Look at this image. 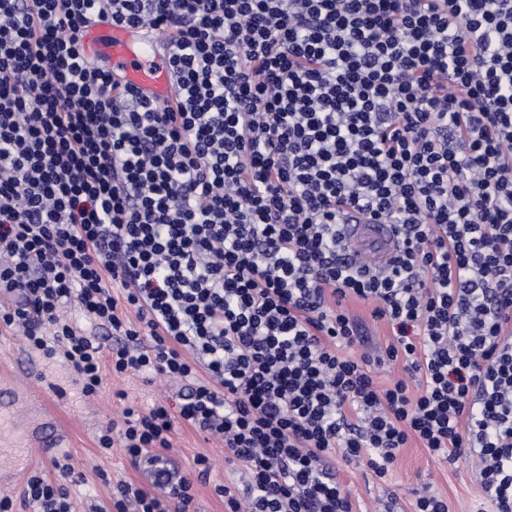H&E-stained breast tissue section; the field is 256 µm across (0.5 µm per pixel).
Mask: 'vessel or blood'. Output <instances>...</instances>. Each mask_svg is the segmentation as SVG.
I'll return each mask as SVG.
<instances>
[{"mask_svg":"<svg viewBox=\"0 0 512 512\" xmlns=\"http://www.w3.org/2000/svg\"><path fill=\"white\" fill-rule=\"evenodd\" d=\"M162 37H147L137 29L109 23L87 27L82 35L85 52L112 70L123 83L150 100L172 93L169 57ZM348 236L372 243L381 258L396 250V238L387 224H352ZM44 369L37 358L18 355L9 371L0 373V472L17 471L36 453L63 448L70 433L56 420L58 400L41 390L36 380Z\"/></svg>","mask_w":512,"mask_h":512,"instance_id":"obj_1","label":"vessel or blood"}]
</instances>
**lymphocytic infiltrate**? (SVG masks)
Instances as JSON below:
<instances>
[{
    "instance_id": "f902f5d3",
    "label": "lymphocytic infiltrate",
    "mask_w": 512,
    "mask_h": 512,
    "mask_svg": "<svg viewBox=\"0 0 512 512\" xmlns=\"http://www.w3.org/2000/svg\"><path fill=\"white\" fill-rule=\"evenodd\" d=\"M94 22L164 35L174 102L87 56ZM352 298L392 332L359 358ZM0 331L85 397L184 382L97 436L155 484L104 512H192L179 419L249 476L225 512H354L328 457L381 479L413 441L512 512V0H0ZM52 467L23 500L74 512ZM350 240L368 241L377 250L376 255L388 259L396 250V238L389 224H349Z\"/></svg>"
}]
</instances>
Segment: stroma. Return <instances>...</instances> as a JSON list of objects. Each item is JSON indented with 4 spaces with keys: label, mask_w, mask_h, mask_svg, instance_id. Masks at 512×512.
I'll return each mask as SVG.
<instances>
[{
    "label": "stroma",
    "mask_w": 512,
    "mask_h": 512,
    "mask_svg": "<svg viewBox=\"0 0 512 512\" xmlns=\"http://www.w3.org/2000/svg\"><path fill=\"white\" fill-rule=\"evenodd\" d=\"M179 390V385L164 378L148 381L133 373L106 375L102 388L90 397L68 390L62 414L71 422L73 436L64 453L70 457L78 475L77 481L69 486L77 512H89L92 505L109 502L113 481L137 475L122 448H113L108 453L99 450L95 440L99 430L119 419L125 401H134L144 408L161 400L175 404L179 401ZM121 391L126 393V400L118 399ZM199 454L209 457L211 470L208 481L196 482L194 486L195 510L224 512V503L215 495L214 485L244 488L247 473L225 463L222 441L176 421L172 447L166 453L172 469L180 475L190 473L193 459ZM329 463L336 467L356 512H411L415 497L426 491L447 498L449 512H491L474 468L465 464L448 466L416 443L401 452L389 475L382 480L363 465L345 463L337 453L330 457ZM101 470L108 473L109 482L98 478Z\"/></svg>",
    "instance_id": "stroma-1"
}]
</instances>
